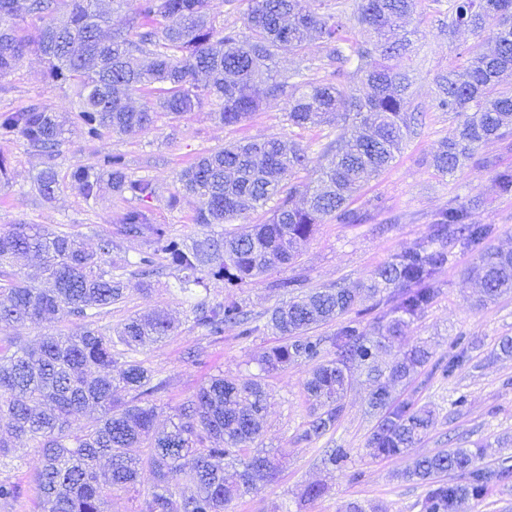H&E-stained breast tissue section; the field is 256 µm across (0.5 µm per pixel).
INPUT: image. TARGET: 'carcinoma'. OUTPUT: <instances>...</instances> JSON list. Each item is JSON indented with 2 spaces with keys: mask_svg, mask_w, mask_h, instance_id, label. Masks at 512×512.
Returning <instances> with one entry per match:
<instances>
[{
  "mask_svg": "<svg viewBox=\"0 0 512 512\" xmlns=\"http://www.w3.org/2000/svg\"><path fill=\"white\" fill-rule=\"evenodd\" d=\"M311 8L309 0H246L247 33L217 29L212 0H0V76L15 70L23 53L45 63L46 79L74 91L76 126L88 140L106 133L137 134L151 129L161 115L179 121L209 109L227 126L245 122L273 96L287 97L286 137L242 139L199 157L177 174L176 206L196 199L195 223L206 228L187 241L157 222L149 202L155 184L133 179L120 154L107 153L70 177L86 199L107 185L122 202L119 234L148 243L135 266L145 287L169 269L179 288L193 293L208 279L229 288L249 285L275 267L292 264L297 244L328 217L338 224H361L366 215L350 208L353 197L380 175L414 132L408 73L399 63L410 40L399 34L417 0H354L351 13ZM132 8L116 27L112 13ZM493 22L497 31L487 51L472 47L463 61L436 78L438 107L458 117L432 154V166L452 175L475 159L478 150L512 133V0H448V28L481 32ZM32 30L34 35L24 36ZM318 41L325 49L330 78L287 82L273 74L276 58ZM357 60L355 69L344 66ZM357 76L365 93L357 97L334 80ZM352 119L364 127L353 136H336L323 149L316 183L299 179L309 158L300 132ZM73 129L39 102L0 113V140H21L43 158L34 183L40 196L54 198L61 186L55 160ZM276 200L269 219L242 231L215 237L210 228L246 218ZM482 203L441 210L427 235L396 254L363 289L341 284L314 288L285 301L269 321L280 341L259 360L262 373L313 362L305 391L313 419L303 432L318 439L336 428L353 366L364 368L371 385L369 406L377 415L367 447L375 456H400L434 426L433 412L411 397L395 396L382 383H408L433 358L425 344L392 353L381 367L380 348L391 349L436 300L438 270L451 250L476 252L469 274L482 287L480 304L512 294V251H494L484 242L490 224H476L472 212ZM112 236L86 249L79 235L41 224L0 226V463L26 439L37 449L34 478L39 512H106L114 490L134 491L143 465L150 466L155 490L141 512H226L233 500L272 480L277 466L255 448L260 419L268 406L261 376L245 380L212 376L175 410L170 426L155 427L153 402L164 383L134 354L174 333L163 309L135 314L116 328L93 326L87 319L124 298L125 284L112 276ZM20 254L42 260V281L7 271ZM382 297L388 311L366 330L348 321L331 336L311 332L352 310L362 294ZM193 323L208 336L228 327L248 338L260 326L238 301L197 302ZM83 321L68 333L53 332L35 347L22 337L2 335L27 325L60 318ZM336 358L321 361L325 346ZM469 362L463 347L446 364L450 376ZM123 390L129 399L117 396ZM100 410L95 424L80 433L68 428L69 416L84 408ZM479 450L448 448L415 459L403 478L426 487L421 512H453L458 504L482 496L492 483L512 478V468L479 463ZM348 457L345 448L324 450L322 464L334 470ZM242 465L236 479L224 477L221 463ZM456 478L450 479L448 475Z\"/></svg>",
  "mask_w": 512,
  "mask_h": 512,
  "instance_id": "obj_1",
  "label": "carcinoma"
}]
</instances>
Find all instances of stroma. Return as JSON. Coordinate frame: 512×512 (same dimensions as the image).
I'll list each match as a JSON object with an SVG mask.
<instances>
[{"mask_svg":"<svg viewBox=\"0 0 512 512\" xmlns=\"http://www.w3.org/2000/svg\"><path fill=\"white\" fill-rule=\"evenodd\" d=\"M447 8V0H419L410 21L416 30L411 107L421 113L422 120L393 164L354 199L353 208L368 213V221L339 224L326 220L302 243L294 265L275 268L241 288L210 282V301L234 299L263 317L282 297L274 288L277 281L294 277L308 289L337 282L349 286L365 283L380 265L424 237L448 203H463L477 195L484 202L472 219L493 225L489 247L512 250V195L502 196L495 190L498 172L512 170V137L480 148V155L494 158L492 168L468 167L442 177L428 163L430 152L456 125L452 114L437 106L436 76L455 64L458 52L490 40L495 32L489 25L477 35L467 30L449 34ZM44 71L42 58L26 53L14 73L0 78V112L36 100L62 117H70L74 93L46 82ZM285 106V97L270 99L239 126L224 125L204 111L172 125L159 121L156 130L139 135L110 134L90 141L72 134L56 160L61 188L48 201L34 189L40 156L23 142H0V158L11 183L8 191L0 192V225L62 226L79 232L86 248H96L101 235L115 232L119 209L108 189L96 201L85 200L70 173L76 166L94 164L101 155L116 153L124 156L133 177L154 181L157 195L150 206L157 221L169 225L177 235H196L200 231L193 222L196 201L184 199L176 207L169 204L179 170L236 140L288 135ZM474 258V252L456 248L452 260L436 275L441 288L438 299L399 340L403 347L428 342L435 359L441 361L456 353L458 345L468 348L470 363L453 376L426 370L412 386L417 403L435 414L428 435L404 456L372 457L367 448L374 424L367 412L370 389L364 372L356 368L336 429L312 442L301 440L309 419L304 383L311 366H288L264 379L270 407L259 445L276 454L277 476L233 501L229 512H344L352 501L360 502L366 512H420L423 487L400 475L414 459L441 449L478 446L483 463L512 466V357L493 355L500 339L512 336V296L476 307L481 288L466 275ZM124 281V299L95 316L96 325L114 326L128 316L157 308L168 309L177 321L173 335L138 353L154 378L165 382L164 390L155 397L158 425H165L174 408L210 377L221 374L245 379L257 374L260 356L278 341L269 328L247 340L239 338L234 328L225 329L220 337L206 336L194 326L192 302L180 292L174 272L164 271L148 288L129 272ZM327 448L349 450L343 468L331 473L322 466ZM38 463L37 453L28 447L11 466L0 468V480L13 483L19 491L17 500H0V512H37L32 478ZM316 482L325 483L327 492L316 501H304L305 488Z\"/></svg>","mask_w":512,"mask_h":512,"instance_id":"35a3bbf8","label":"stroma"}]
</instances>
